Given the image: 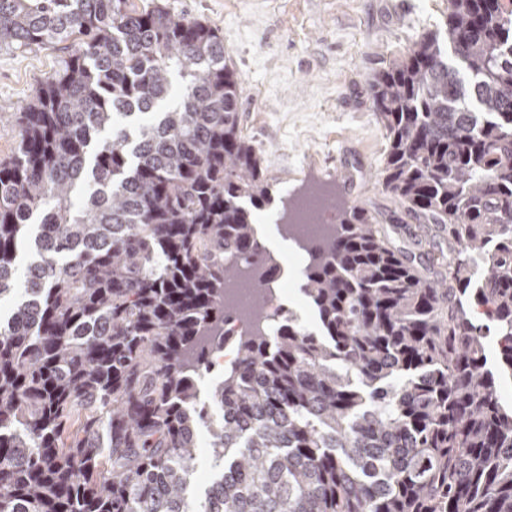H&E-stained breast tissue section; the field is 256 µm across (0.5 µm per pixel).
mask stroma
I'll return each instance as SVG.
<instances>
[{
	"instance_id": "stroma-1",
	"label": "stroma",
	"mask_w": 512,
	"mask_h": 512,
	"mask_svg": "<svg viewBox=\"0 0 512 512\" xmlns=\"http://www.w3.org/2000/svg\"><path fill=\"white\" fill-rule=\"evenodd\" d=\"M159 3L175 15L217 28L227 63L243 82L239 122L260 150L261 166L278 195L320 190L344 210L365 208L393 245L411 249L424 269L448 236L423 223L382 181L388 141L373 111V76L412 42L444 28V0H133ZM74 48L0 51V160L18 140V117L41 81Z\"/></svg>"
}]
</instances>
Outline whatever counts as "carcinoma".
Returning a JSON list of instances; mask_svg holds the SVG:
<instances>
[{
    "mask_svg": "<svg viewBox=\"0 0 512 512\" xmlns=\"http://www.w3.org/2000/svg\"><path fill=\"white\" fill-rule=\"evenodd\" d=\"M447 3L370 94L386 190L450 247L432 280L362 207L302 237L317 334L264 323L272 184L217 30L0 0V51L82 37L0 161V512H512L481 325L512 371V0ZM245 274L250 313L225 298ZM202 426L221 468L190 503Z\"/></svg>",
    "mask_w": 512,
    "mask_h": 512,
    "instance_id": "carcinoma-1",
    "label": "carcinoma"
}]
</instances>
